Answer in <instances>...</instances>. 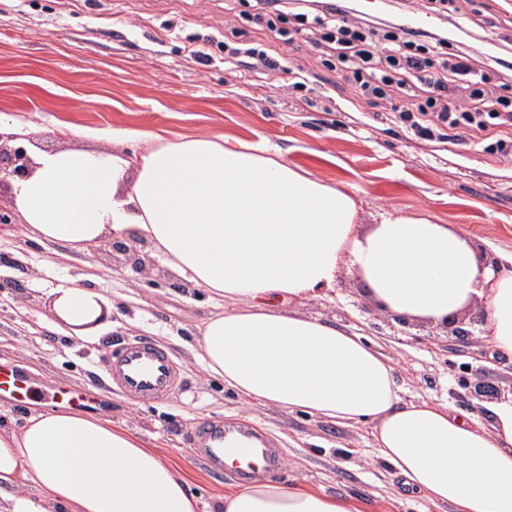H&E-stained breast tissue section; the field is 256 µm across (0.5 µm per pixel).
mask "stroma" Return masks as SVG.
Here are the masks:
<instances>
[{
  "label": "stroma",
  "instance_id": "1",
  "mask_svg": "<svg viewBox=\"0 0 512 512\" xmlns=\"http://www.w3.org/2000/svg\"><path fill=\"white\" fill-rule=\"evenodd\" d=\"M484 25L474 42H496L512 23V0H464ZM250 0H0V114L39 128L45 150H112L106 131H149L164 140L206 134L244 142L265 137L289 161L327 182H344L362 201L363 227L386 211L429 213L460 224L482 262L512 255V155L495 152L496 128L448 142L428 141L390 123L377 107L338 110L355 88L296 19L253 23ZM255 44L301 66L304 86L279 70L225 66L233 47ZM96 130L93 138L80 136ZM0 361L23 369L46 397L0 403V429L54 409L51 392L93 390L94 417L138 437L213 512L242 479L212 477L191 452L201 417L251 423L283 448L274 479L351 500L361 512H453L406 494L396 470L377 457L370 428L280 407L245 406L200 365L196 337L214 309L137 239L81 252L21 224L9 190L0 191ZM92 288L112 306L94 341L65 337L50 311L53 288ZM301 314L353 327L394 367L405 400L434 399L491 425L489 404L512 398V358L478 334L479 307L454 324L383 311L353 274L340 272L331 298L295 303ZM146 337L166 347L180 385L167 399L137 404L104 386L102 360L115 340Z\"/></svg>",
  "mask_w": 512,
  "mask_h": 512
}]
</instances>
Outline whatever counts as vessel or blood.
<instances>
[{"label":"vessel or blood","instance_id":"1","mask_svg":"<svg viewBox=\"0 0 512 512\" xmlns=\"http://www.w3.org/2000/svg\"><path fill=\"white\" fill-rule=\"evenodd\" d=\"M105 368L118 392L141 403H151L170 395L179 383L173 358L162 347L146 338L119 342L105 362ZM8 394L12 403L33 400L37 388L18 369L0 364V394ZM199 439L195 450L198 458L215 476H223L233 467L241 476L254 474L253 458H260V469L279 470L284 462L282 449L257 426L245 423L227 426L223 421L200 419Z\"/></svg>","mask_w":512,"mask_h":512}]
</instances>
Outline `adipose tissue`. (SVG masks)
Returning <instances> with one entry per match:
<instances>
[{"mask_svg": "<svg viewBox=\"0 0 512 512\" xmlns=\"http://www.w3.org/2000/svg\"><path fill=\"white\" fill-rule=\"evenodd\" d=\"M119 152L30 146L25 178L11 181L21 223L82 250L109 239L145 241L182 278L224 303L198 338L202 361L248 401L340 424H365L406 486L455 512H512V399L493 405V431L429 400L404 402L393 366L361 335L287 310L355 273L385 311L441 323L472 305L480 334L512 355V258L482 266L463 228L393 210L360 229L361 205L288 161L266 140L199 135L155 142L117 129ZM108 301L59 288L54 315L73 336L99 335ZM33 484L66 512H198L186 480L132 433L81 412L30 416L0 431V488ZM218 512H358L349 500L255 482Z\"/></svg>", "mask_w": 512, "mask_h": 512, "instance_id": "obj_1", "label": "adipose tissue"}]
</instances>
